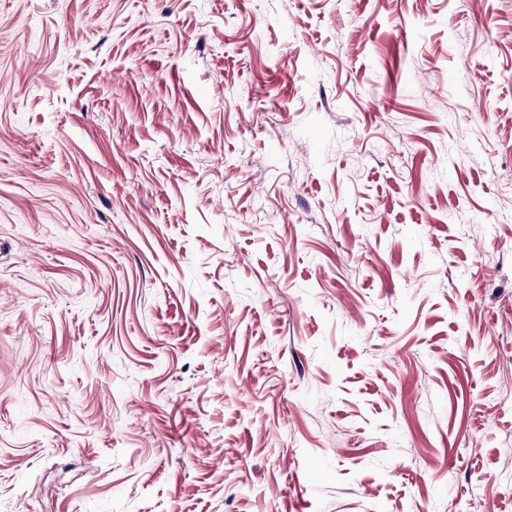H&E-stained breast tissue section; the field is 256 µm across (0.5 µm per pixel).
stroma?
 <instances>
[{
  "mask_svg": "<svg viewBox=\"0 0 512 512\" xmlns=\"http://www.w3.org/2000/svg\"><path fill=\"white\" fill-rule=\"evenodd\" d=\"M512 0H0V512H512Z\"/></svg>",
  "mask_w": 512,
  "mask_h": 512,
  "instance_id": "stroma-1",
  "label": "stroma"
}]
</instances>
